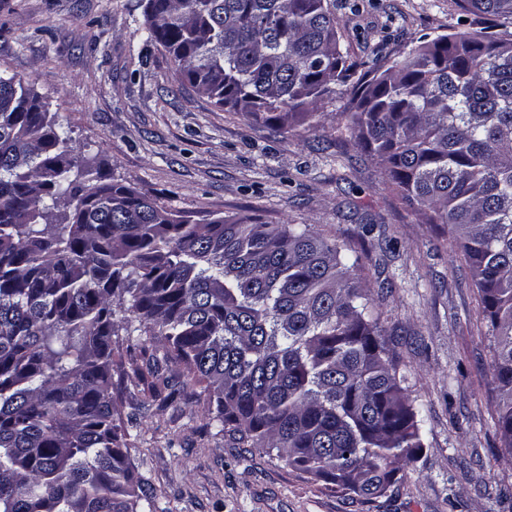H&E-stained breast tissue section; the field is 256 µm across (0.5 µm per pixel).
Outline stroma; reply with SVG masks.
I'll list each match as a JSON object with an SVG mask.
<instances>
[{
    "mask_svg": "<svg viewBox=\"0 0 512 512\" xmlns=\"http://www.w3.org/2000/svg\"><path fill=\"white\" fill-rule=\"evenodd\" d=\"M352 61L392 65L420 40L485 19L454 0H336ZM0 75L40 96L59 130L107 180L156 198L191 224L256 218L312 224L338 240L348 275L383 288L378 304L424 446L392 494L368 502L206 427L202 404L153 394L131 353L119 417L139 407L134 465L171 512H512V453L497 431L492 338L468 263L444 224L422 223L348 129L345 91L318 119L280 126L228 112L190 87L148 43L143 0H0Z\"/></svg>",
    "mask_w": 512,
    "mask_h": 512,
    "instance_id": "35a3bbf8",
    "label": "stroma"
}]
</instances>
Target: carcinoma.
<instances>
[{"instance_id":"obj_1","label":"carcinoma","mask_w":512,"mask_h":512,"mask_svg":"<svg viewBox=\"0 0 512 512\" xmlns=\"http://www.w3.org/2000/svg\"><path fill=\"white\" fill-rule=\"evenodd\" d=\"M454 2L494 24L361 72L335 0H146L144 16L180 83L219 107L304 119L348 87L364 151L470 265L512 451V0ZM372 302L312 224H189L102 180L40 97L0 76V512H157L131 461L139 423L114 414L122 335L203 384L208 424L244 447L386 495L424 444Z\"/></svg>"}]
</instances>
